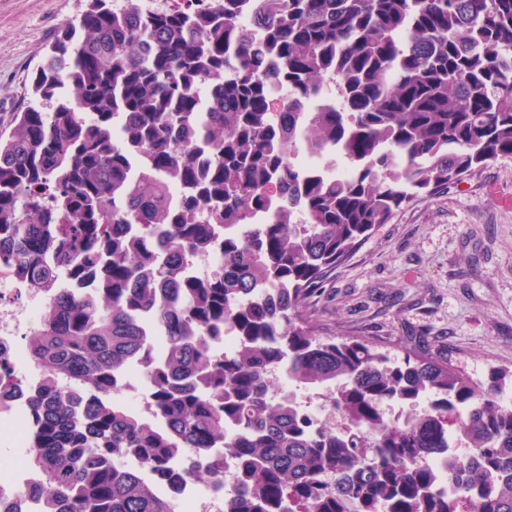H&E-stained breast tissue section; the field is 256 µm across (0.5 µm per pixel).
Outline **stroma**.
Listing matches in <instances>:
<instances>
[{
	"mask_svg": "<svg viewBox=\"0 0 512 512\" xmlns=\"http://www.w3.org/2000/svg\"><path fill=\"white\" fill-rule=\"evenodd\" d=\"M87 0H0V129ZM320 335L435 356L475 381L512 369V160L407 203L312 298Z\"/></svg>",
	"mask_w": 512,
	"mask_h": 512,
	"instance_id": "1",
	"label": "stroma"
}]
</instances>
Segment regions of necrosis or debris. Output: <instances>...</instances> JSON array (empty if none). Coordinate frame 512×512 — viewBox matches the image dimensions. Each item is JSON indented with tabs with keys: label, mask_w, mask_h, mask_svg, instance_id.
<instances>
[{
	"label": "necrosis or debris",
	"mask_w": 512,
	"mask_h": 512,
	"mask_svg": "<svg viewBox=\"0 0 512 512\" xmlns=\"http://www.w3.org/2000/svg\"><path fill=\"white\" fill-rule=\"evenodd\" d=\"M46 296L29 283L0 277V341L7 350L0 360L11 367L12 394L0 398V439L6 440L8 453H0V512H42V501L33 496L38 476L19 449L28 447L33 423L28 418L29 403L36 395L40 377L23 350V338L38 325Z\"/></svg>",
	"instance_id": "obj_1"
}]
</instances>
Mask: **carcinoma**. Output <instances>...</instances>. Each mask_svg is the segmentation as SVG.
I'll use <instances>...</instances> for the list:
<instances>
[{
  "mask_svg": "<svg viewBox=\"0 0 512 512\" xmlns=\"http://www.w3.org/2000/svg\"><path fill=\"white\" fill-rule=\"evenodd\" d=\"M242 2L88 0L36 70L39 106L0 131V273L50 297L24 341L46 512H174L180 483L224 512H512V371L480 385L307 314L404 203L512 160V0H252L257 35ZM210 250L223 264L189 274ZM133 367L143 413L119 402ZM280 371L344 428L312 422ZM457 446L447 473L427 464Z\"/></svg>",
  "mask_w": 512,
  "mask_h": 512,
  "instance_id": "cac0c4a2",
  "label": "carcinoma"
}]
</instances>
